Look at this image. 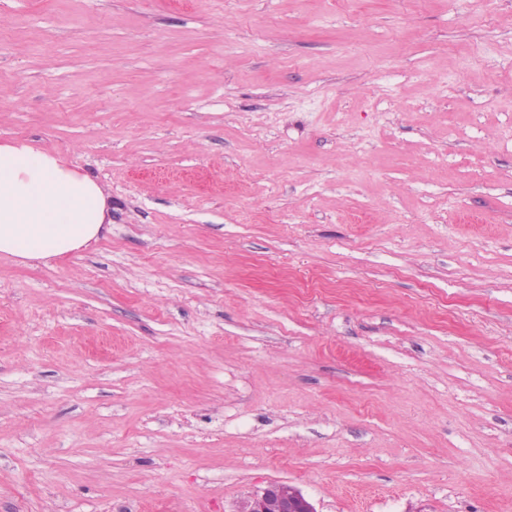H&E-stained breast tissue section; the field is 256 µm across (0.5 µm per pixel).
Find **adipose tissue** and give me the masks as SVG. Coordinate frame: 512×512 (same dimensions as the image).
<instances>
[{
    "label": "adipose tissue",
    "instance_id": "1",
    "mask_svg": "<svg viewBox=\"0 0 512 512\" xmlns=\"http://www.w3.org/2000/svg\"><path fill=\"white\" fill-rule=\"evenodd\" d=\"M111 211L106 187L68 155L0 142V255L25 264L68 256L98 240Z\"/></svg>",
    "mask_w": 512,
    "mask_h": 512
}]
</instances>
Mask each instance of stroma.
<instances>
[{
	"instance_id": "stroma-1",
	"label": "stroma",
	"mask_w": 512,
	"mask_h": 512,
	"mask_svg": "<svg viewBox=\"0 0 512 512\" xmlns=\"http://www.w3.org/2000/svg\"><path fill=\"white\" fill-rule=\"evenodd\" d=\"M112 196L0 256V512H512V0H0V140ZM237 512H316L303 494L288 484H271L246 500Z\"/></svg>"
}]
</instances>
